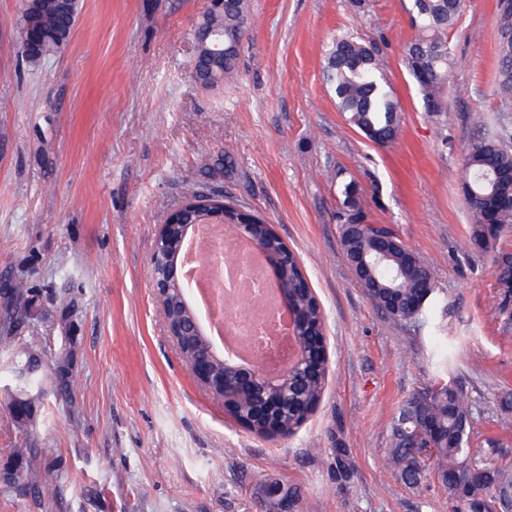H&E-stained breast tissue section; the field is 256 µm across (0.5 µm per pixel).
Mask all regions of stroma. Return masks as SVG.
<instances>
[{
    "label": "stroma",
    "mask_w": 512,
    "mask_h": 512,
    "mask_svg": "<svg viewBox=\"0 0 512 512\" xmlns=\"http://www.w3.org/2000/svg\"><path fill=\"white\" fill-rule=\"evenodd\" d=\"M25 0H0V283L20 279L80 315L75 405L47 398L33 434L0 408V464L25 444L68 470L43 505L0 485V512H266L261 488L295 492L288 512H453L433 476L405 484L384 457L399 409L439 375L472 399L475 445L512 462V317L494 268L471 250L463 158L497 107L498 0H466L448 31L455 59L426 112L404 48L409 0H248L235 78L194 81L191 28L207 0H81L69 43L27 60ZM374 41L401 105L380 146L352 127L326 82L343 30ZM231 157L233 169L203 175ZM437 273L426 323L386 318L340 246L341 188ZM203 185L261 215L293 250L325 317L329 374L290 437L261 436L204 392L164 331L151 282L159 224Z\"/></svg>",
    "instance_id": "stroma-1"
}]
</instances>
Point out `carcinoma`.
<instances>
[{
    "mask_svg": "<svg viewBox=\"0 0 512 512\" xmlns=\"http://www.w3.org/2000/svg\"><path fill=\"white\" fill-rule=\"evenodd\" d=\"M463 0H410L408 12L417 31L407 43L404 64L422 92L426 111H447L441 90L448 83L454 59L448 49L447 33L457 21ZM80 10V0H26L18 38L24 54L39 60L57 53L71 38ZM247 0H224V9L207 10L191 33L195 46L193 60L210 81L219 83L233 77L238 53H224L218 38L228 43L241 42ZM496 95L500 115L496 128L469 145L463 165L464 198L472 213L469 237L471 250L491 255L499 288L501 310L512 292V253L494 250L502 233L512 227V0L498 3ZM326 81L336 97L340 112L370 141L378 145L394 142L399 135L401 107L388 89L385 65L376 47L350 33L336 37L327 53ZM345 221L340 228V245L347 260L365 259L360 284L382 314L390 319L417 322L437 303V275L434 267L407 247L396 234L386 243L379 242L378 228L365 223L357 184L343 185ZM216 199L193 192L186 197L184 221H194L213 209ZM292 275L287 286L296 297L303 328L299 335L305 352L303 365L288 376V398L273 411L274 424L284 435L294 434L307 420L306 413L318 408L327 380L326 368L315 354V335L324 316L316 296L311 294L296 256L281 251ZM41 316L24 302H18L10 314L14 327H26L29 336H0L5 354L0 364V382L8 393L41 408L45 390V367L55 380V400L74 404L70 377L60 374L67 363L64 347H55L44 336L36 335ZM264 406L257 392L229 409L238 420L252 421L251 431L263 435L267 420L257 415ZM472 404L460 386L442 381L415 390L401 407L391 430V448L387 464L408 484L419 481L407 461V445L416 428L424 421L435 426L438 448L432 468L442 486L454 495L463 470L471 472L474 484L467 487L472 499L496 500L504 492L512 493V463L486 454H472ZM13 457L24 462L15 477L4 480L19 494L44 498V489L52 482L62 462L44 464L37 448H14Z\"/></svg>",
    "mask_w": 512,
    "mask_h": 512,
    "instance_id": "cac0c4a2",
    "label": "carcinoma"
}]
</instances>
